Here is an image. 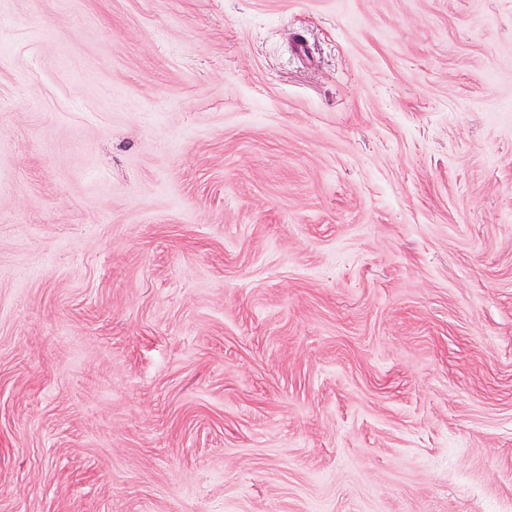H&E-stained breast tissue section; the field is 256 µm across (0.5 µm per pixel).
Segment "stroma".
I'll list each match as a JSON object with an SVG mask.
<instances>
[{"mask_svg": "<svg viewBox=\"0 0 512 512\" xmlns=\"http://www.w3.org/2000/svg\"><path fill=\"white\" fill-rule=\"evenodd\" d=\"M0 512H512V0H0Z\"/></svg>", "mask_w": 512, "mask_h": 512, "instance_id": "stroma-1", "label": "stroma"}]
</instances>
